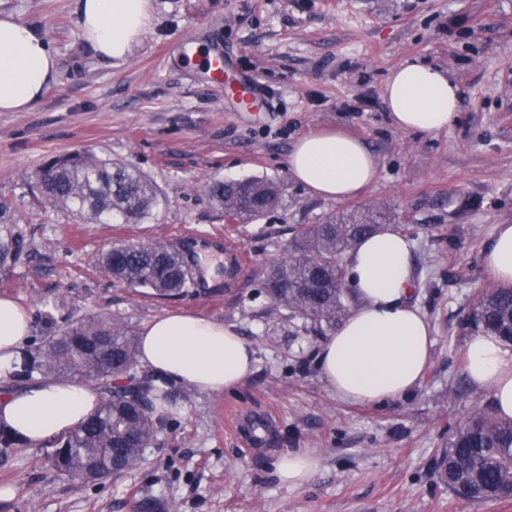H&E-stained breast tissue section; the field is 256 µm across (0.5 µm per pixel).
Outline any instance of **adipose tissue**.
Masks as SVG:
<instances>
[{"label": "adipose tissue", "mask_w": 512, "mask_h": 512, "mask_svg": "<svg viewBox=\"0 0 512 512\" xmlns=\"http://www.w3.org/2000/svg\"><path fill=\"white\" fill-rule=\"evenodd\" d=\"M77 32L108 60L125 59L148 31L152 0H73ZM59 60L33 25L0 12V112H25L56 84ZM400 130L437 132L454 120L458 87L441 70L408 61L392 71L384 89ZM290 176L313 194L336 201L356 197L373 183L377 163L357 137L317 131L299 137L288 154ZM482 261L496 280L512 284V224L497 225ZM412 252L398 231L383 228L361 240L346 258V280L356 304L317 351V367L336 395L352 403L396 399L414 391L432 359V328L412 302ZM30 315L0 297V381L19 363ZM139 361L164 381L204 392L236 387L256 364L251 342L212 319L178 312L156 317L142 330ZM464 372L489 393L497 416L512 418V350L498 337L473 335ZM100 403L91 386L38 378L0 395V425L26 443L52 442L76 429Z\"/></svg>", "instance_id": "obj_1"}]
</instances>
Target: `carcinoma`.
<instances>
[{
    "label": "carcinoma",
    "instance_id": "carcinoma-1",
    "mask_svg": "<svg viewBox=\"0 0 512 512\" xmlns=\"http://www.w3.org/2000/svg\"><path fill=\"white\" fill-rule=\"evenodd\" d=\"M31 179L41 200L93 223L110 221L117 213L125 223L139 224L158 203L157 190L137 168L87 151L55 156ZM204 190L236 222L257 220L280 202L277 186L264 180L214 181ZM378 218L365 207L296 227L287 257L265 268L262 289L272 306L303 320L316 336L336 331L348 313L345 256L378 230ZM12 224L11 205L1 199L0 265L17 258ZM183 249L161 241L128 245L106 251L101 264L129 288L183 296L194 286ZM469 325L511 344L512 285L490 283L480 289ZM138 363V342L118 318L93 316L64 329L47 324L42 342L10 374L11 381L79 376L101 387L96 411L58 442L52 455L57 470L86 479L140 466L145 449L166 427V420L154 415L156 403H174V392L158 386L159 377L138 370ZM437 468L458 498L481 504L512 497V418L475 406L465 423L448 430V447L440 450Z\"/></svg>",
    "mask_w": 512,
    "mask_h": 512
}]
</instances>
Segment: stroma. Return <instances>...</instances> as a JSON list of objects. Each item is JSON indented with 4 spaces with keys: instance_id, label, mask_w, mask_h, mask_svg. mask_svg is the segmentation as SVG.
I'll return each instance as SVG.
<instances>
[{
    "instance_id": "35a3bbf8",
    "label": "stroma",
    "mask_w": 512,
    "mask_h": 512,
    "mask_svg": "<svg viewBox=\"0 0 512 512\" xmlns=\"http://www.w3.org/2000/svg\"><path fill=\"white\" fill-rule=\"evenodd\" d=\"M154 21L122 60L99 57L77 34L72 0H0V11L35 24L52 43L60 78L29 112H0V196L13 203L20 253L0 266V296L58 327L97 314L140 334L169 311L233 327L253 343L254 372L218 394L177 387L170 428L145 449L139 469L96 480L55 469L53 445L0 451V512H512V498L472 504L448 492L435 459L449 427L488 404L464 372L465 319L490 283L481 248L512 224V0H153ZM233 58L267 92L234 111L183 40ZM417 60L443 69L461 107L435 133L397 129L383 90ZM337 130L365 142L378 163L359 198L327 200L292 180L297 138ZM85 150L140 169L161 202L139 224H86L44 204L29 175L53 155ZM277 182V209L230 224L204 192L214 179ZM373 206L412 244V299L435 339L421 385L397 399L343 401L322 380L317 340L291 338L260 279L281 258L292 227ZM177 242L192 249L199 293L161 299L116 282L100 265L115 245ZM245 253L225 285L224 247ZM271 417L264 443L234 432L238 415ZM319 459L302 486L276 475L284 454Z\"/></svg>"
}]
</instances>
